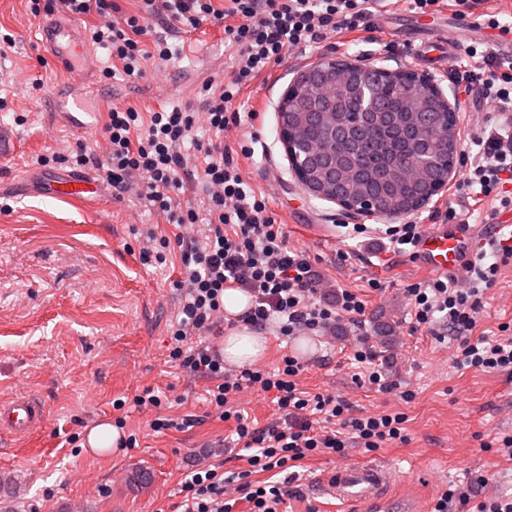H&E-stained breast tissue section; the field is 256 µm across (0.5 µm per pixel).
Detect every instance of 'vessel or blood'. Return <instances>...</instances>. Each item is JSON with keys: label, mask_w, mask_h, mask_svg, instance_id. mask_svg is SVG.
<instances>
[{"label": "vessel or blood", "mask_w": 512, "mask_h": 512, "mask_svg": "<svg viewBox=\"0 0 512 512\" xmlns=\"http://www.w3.org/2000/svg\"><path fill=\"white\" fill-rule=\"evenodd\" d=\"M42 42L49 47L56 61L66 64L73 78L69 90L60 93L54 111L65 123L80 133L95 129L102 96L92 76L97 64L79 39L73 24L59 20L46 23L40 30ZM95 181L85 175L50 182L46 196L82 198L96 193ZM483 245L482 239L467 238L445 224L429 229L416 246L419 265L426 271L445 276L462 270ZM44 422V409L35 398L20 395L0 404V434L25 437ZM329 494L344 503H361L373 512H420L415 498L400 489L392 469L374 462L339 467L326 478Z\"/></svg>", "instance_id": "1"}]
</instances>
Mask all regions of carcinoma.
Instances as JSON below:
<instances>
[{
  "mask_svg": "<svg viewBox=\"0 0 512 512\" xmlns=\"http://www.w3.org/2000/svg\"><path fill=\"white\" fill-rule=\"evenodd\" d=\"M405 95L420 108L415 130L406 113L395 110ZM330 97L339 108L360 104L362 109L336 113L332 139L325 135L321 113H301L304 138L324 159H311L299 147L298 168L309 182L326 187L325 199L369 200L380 215L397 217L419 210L448 183L456 116L442 110L425 83L403 71H371L364 96L349 94L338 82L330 84Z\"/></svg>",
  "mask_w": 512,
  "mask_h": 512,
  "instance_id": "carcinoma-1",
  "label": "carcinoma"
}]
</instances>
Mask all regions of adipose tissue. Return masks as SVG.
<instances>
[{
  "label": "adipose tissue",
  "mask_w": 512,
  "mask_h": 512,
  "mask_svg": "<svg viewBox=\"0 0 512 512\" xmlns=\"http://www.w3.org/2000/svg\"><path fill=\"white\" fill-rule=\"evenodd\" d=\"M249 306L250 297L247 293L237 288L225 289L224 313L235 322L224 337L222 352L225 364L242 366L260 359L266 352L264 335L240 321L241 314Z\"/></svg>",
  "instance_id": "1"
}]
</instances>
